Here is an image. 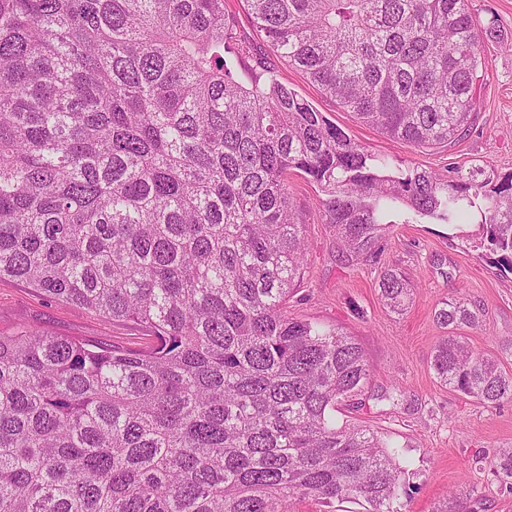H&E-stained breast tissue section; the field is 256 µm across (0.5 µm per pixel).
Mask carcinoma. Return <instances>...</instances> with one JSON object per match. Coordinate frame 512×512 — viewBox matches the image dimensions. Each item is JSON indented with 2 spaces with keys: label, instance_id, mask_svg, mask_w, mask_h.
Listing matches in <instances>:
<instances>
[{
  "label": "carcinoma",
  "instance_id": "cac0c4a2",
  "mask_svg": "<svg viewBox=\"0 0 512 512\" xmlns=\"http://www.w3.org/2000/svg\"><path fill=\"white\" fill-rule=\"evenodd\" d=\"M257 34L362 124L410 145L469 131L481 42L468 0H246ZM224 0H0V279L146 328L128 349L0 335V512H405L404 449L336 422L370 365L356 337L288 317L306 224L303 173L326 223L367 254L389 211L454 224L478 212L512 270V174L395 169L281 81ZM392 312L413 282L387 270ZM431 367L498 404L512 374L457 330ZM512 490V448L491 461ZM451 495L434 512H474Z\"/></svg>",
  "mask_w": 512,
  "mask_h": 512
}]
</instances>
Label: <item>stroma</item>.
I'll list each match as a JSON object with an SVG mask.
<instances>
[{"label":"stroma","mask_w":512,"mask_h":512,"mask_svg":"<svg viewBox=\"0 0 512 512\" xmlns=\"http://www.w3.org/2000/svg\"><path fill=\"white\" fill-rule=\"evenodd\" d=\"M469 7L480 23H495L498 30L497 38L480 46L486 70L473 126L455 145L417 148L359 123L276 56L257 35L244 0H224L241 38L265 54L302 98L370 152L439 173L480 167L500 178L512 173V0H469ZM288 185L307 227L305 275L288 315L347 330L371 367L368 386L340 408L337 420L369 426L405 447L413 462L404 479L408 512H434L453 492L473 495L477 512H512V492L502 489L489 465L499 449L512 448V401L486 404L451 392L430 365L435 345L446 334L435 309L444 299L462 297L483 319L480 328H463V336L475 351L496 356L512 373V271L481 248L486 232L477 215L447 224L390 212L371 257L356 260L343 254L334 226L326 223V195L317 184L295 172ZM390 268L415 284L413 299L401 314L390 311L380 296V275ZM23 329L132 349L147 342L146 331L135 324L103 319L27 284L2 279L0 333ZM393 388L402 392L398 405L377 402V393Z\"/></svg>","instance_id":"obj_1"}]
</instances>
